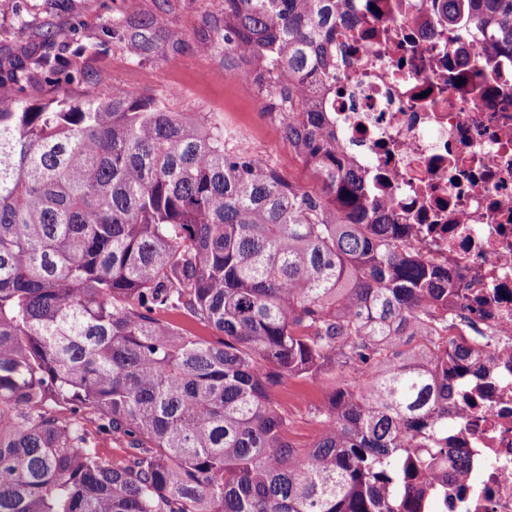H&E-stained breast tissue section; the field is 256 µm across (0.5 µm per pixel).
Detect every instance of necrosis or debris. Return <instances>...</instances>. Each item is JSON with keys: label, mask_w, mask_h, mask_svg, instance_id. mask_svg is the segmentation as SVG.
I'll use <instances>...</instances> for the list:
<instances>
[{"label": "necrosis or debris", "mask_w": 512, "mask_h": 512, "mask_svg": "<svg viewBox=\"0 0 512 512\" xmlns=\"http://www.w3.org/2000/svg\"><path fill=\"white\" fill-rule=\"evenodd\" d=\"M489 39L434 0H348L336 27V137L463 289L451 338L481 346L436 439L465 471L443 467L420 512H512V54Z\"/></svg>", "instance_id": "1"}]
</instances>
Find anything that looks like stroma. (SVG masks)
Masks as SVG:
<instances>
[{
	"mask_svg": "<svg viewBox=\"0 0 512 512\" xmlns=\"http://www.w3.org/2000/svg\"><path fill=\"white\" fill-rule=\"evenodd\" d=\"M150 15L163 20L158 47L149 57H134L113 38L112 26ZM174 32L182 41L177 53L171 49ZM223 34L224 0H0V78L30 104L101 100L118 87L133 97L163 102L172 112L223 120L284 175L318 189L282 141L283 113L270 108L266 93L225 72ZM205 41L211 48L204 52ZM73 42L86 45V53L71 54ZM43 53L58 58L57 75L33 69L32 58ZM324 391L321 377L280 389L295 407L301 437L312 435L308 408L321 403Z\"/></svg>",
	"mask_w": 512,
	"mask_h": 512,
	"instance_id": "1",
	"label": "stroma"
}]
</instances>
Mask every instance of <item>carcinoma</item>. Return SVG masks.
I'll return each mask as SVG.
<instances>
[{
	"label": "carcinoma",
	"instance_id": "carcinoma-1",
	"mask_svg": "<svg viewBox=\"0 0 512 512\" xmlns=\"http://www.w3.org/2000/svg\"><path fill=\"white\" fill-rule=\"evenodd\" d=\"M346 2L224 0V67L305 91L283 140L318 194L194 112L0 95V512H418L478 350L444 340L448 267L336 144ZM439 7L512 52V0ZM160 29L112 35L141 57ZM328 369L300 441L278 389Z\"/></svg>",
	"mask_w": 512,
	"mask_h": 512
}]
</instances>
